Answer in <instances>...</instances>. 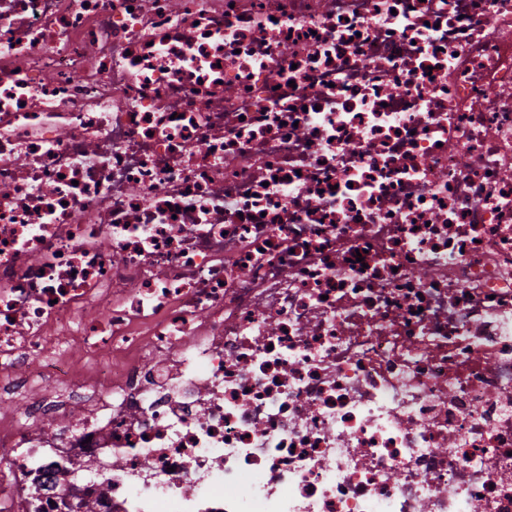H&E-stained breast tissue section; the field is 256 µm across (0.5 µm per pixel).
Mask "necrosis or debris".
I'll list each match as a JSON object with an SVG mask.
<instances>
[{
  "label": "necrosis or debris",
  "instance_id": "necrosis-or-debris-1",
  "mask_svg": "<svg viewBox=\"0 0 512 512\" xmlns=\"http://www.w3.org/2000/svg\"><path fill=\"white\" fill-rule=\"evenodd\" d=\"M4 405L0 512H512V0H0Z\"/></svg>",
  "mask_w": 512,
  "mask_h": 512
}]
</instances>
